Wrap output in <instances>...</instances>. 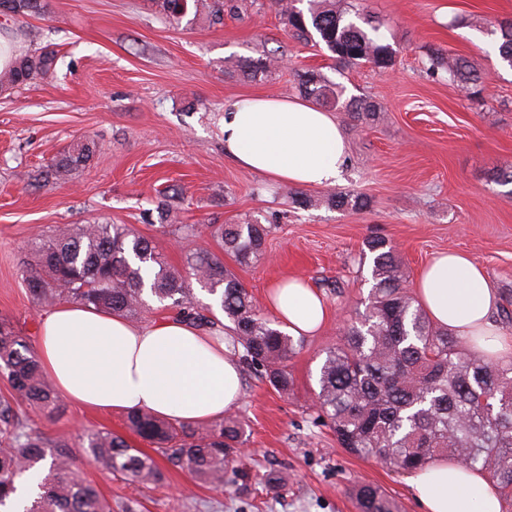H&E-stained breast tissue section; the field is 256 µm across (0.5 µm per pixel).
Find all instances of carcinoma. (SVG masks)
Listing matches in <instances>:
<instances>
[{"mask_svg":"<svg viewBox=\"0 0 512 512\" xmlns=\"http://www.w3.org/2000/svg\"><path fill=\"white\" fill-rule=\"evenodd\" d=\"M284 30L299 40L315 41L340 64L368 63L384 71L394 64L395 50L381 26L352 11L344 0H274ZM170 25L200 22L224 24V16L241 13L245 0H152ZM44 0H12V16L45 14ZM500 60L512 67V19L494 23ZM57 54L38 48L16 55L0 70V92L26 86L53 74ZM283 61L279 49L257 59L227 60L233 71L252 79L275 72ZM428 70L448 77L469 96L480 92L482 76L464 57L433 53ZM299 92L324 106L341 108L361 123L378 119L382 107L368 97L342 99L339 86L323 73H296ZM95 144L78 141L40 173L44 180L66 182L85 168ZM179 191L163 192L156 210L160 227L176 226L184 238L199 228L180 223L174 208ZM302 207L326 204L337 209H363L359 194L334 193L325 198L302 196ZM267 227L258 223L210 226L222 252L248 265L263 250ZM373 285L360 319L347 325L343 345L330 348L319 368L317 406L349 453L375 458L407 472L423 469L439 458L479 468L498 487L503 512H512V361L485 363L471 354L469 341L434 323L404 287L402 262L382 238L366 241ZM33 299L53 305L76 302L126 319L139 317L151 296L175 316L204 330L232 332L239 360L280 395L294 390L288 361L302 348L294 338L256 307L236 274L208 248L189 251L182 268L171 266L154 242L127 224L64 226L36 250L23 274ZM200 285L213 305L200 303L191 283ZM222 317H217L214 309ZM0 373L14 396L0 398V507L16 512H112L107 500L87 481L64 450L65 440L45 438L27 427L19 412L24 401L51 415L61 399L44 375L27 341L0 322ZM126 426L147 440L153 453L133 448L121 436L96 430L85 434L87 460L96 468L142 484L163 478L156 458L185 470L195 482L215 489L234 456L246 442V423L230 415L209 428L175 424L146 411L129 412ZM28 468L43 461L48 475L26 500L15 496L22 462ZM351 494L357 512H401L397 501L376 485L358 484Z\"/></svg>","mask_w":512,"mask_h":512,"instance_id":"1","label":"carcinoma"}]
</instances>
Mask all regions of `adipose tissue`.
Returning <instances> with one entry per match:
<instances>
[{
  "mask_svg": "<svg viewBox=\"0 0 512 512\" xmlns=\"http://www.w3.org/2000/svg\"><path fill=\"white\" fill-rule=\"evenodd\" d=\"M224 154L238 166L301 187L335 185L348 146L335 117L312 103L254 96L224 107ZM415 291L429 317L455 335L479 337L489 360L512 357V334L495 323L499 299L485 268L449 250L420 270ZM271 313L294 336L317 333L330 316L303 278L276 280ZM37 354L58 393L97 411L145 409L172 423L223 418L241 399V365L226 338L172 318L139 326L80 303H63L40 322ZM423 512H501L498 489L482 470L444 461L413 472Z\"/></svg>",
  "mask_w": 512,
  "mask_h": 512,
  "instance_id": "obj_1",
  "label": "adipose tissue"
}]
</instances>
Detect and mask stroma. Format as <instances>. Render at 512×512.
Segmentation results:
<instances>
[{"instance_id": "obj_1", "label": "stroma", "mask_w": 512, "mask_h": 512, "mask_svg": "<svg viewBox=\"0 0 512 512\" xmlns=\"http://www.w3.org/2000/svg\"><path fill=\"white\" fill-rule=\"evenodd\" d=\"M381 19L395 50L391 69L336 66L327 50L291 38L269 0H255L223 26L172 28L147 0H47L44 17L0 23V37L21 52L57 53L50 77L0 93V320L36 343L45 304L25 287L21 271L54 227L93 222L128 224L156 241L168 263L182 267L192 248L214 247L162 232L158 192L182 190V223L253 222L269 229L261 260L224 264L257 307L271 283L304 276L333 315L288 363L295 387L280 396L251 369L235 412L249 440L221 489L194 483L163 466L162 483L141 486L89 464L79 437L106 429L133 447L150 445L125 425L124 414L63 404L46 415L21 405L31 427L69 444L83 476L112 502V512H356L354 483L380 486L402 507L422 512L408 476L339 448L314 404L318 368L327 349L364 310L372 282L362 258L378 236L393 245L415 277L435 253L459 249L484 265L512 305V190L490 176L512 165V69L492 49L493 21L512 17V0H351ZM281 48L285 64L273 75L243 79L230 58H258ZM462 54L484 78L481 99L427 70L431 51ZM315 68L345 96H367L383 111L370 125L336 114L348 141V161L334 188L365 196L364 209L301 208L283 185L236 166L224 156L226 102L253 94L296 97L294 73ZM98 144L89 165L66 183L38 174L77 140Z\"/></svg>"}]
</instances>
